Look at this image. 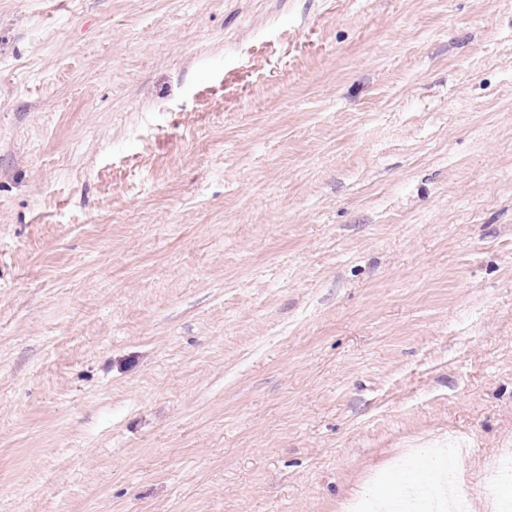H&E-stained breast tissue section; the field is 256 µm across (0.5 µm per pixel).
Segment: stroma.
Returning <instances> with one entry per match:
<instances>
[{"label":"stroma","instance_id":"1","mask_svg":"<svg viewBox=\"0 0 512 512\" xmlns=\"http://www.w3.org/2000/svg\"><path fill=\"white\" fill-rule=\"evenodd\" d=\"M443 448H512V0H0V512Z\"/></svg>","mask_w":512,"mask_h":512}]
</instances>
